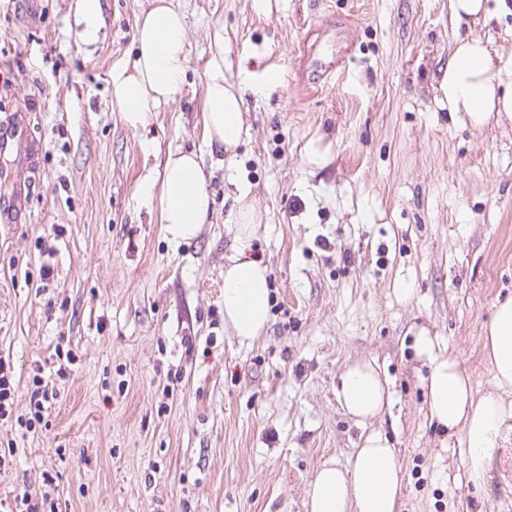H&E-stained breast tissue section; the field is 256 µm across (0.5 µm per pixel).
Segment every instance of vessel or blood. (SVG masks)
<instances>
[{"mask_svg":"<svg viewBox=\"0 0 512 512\" xmlns=\"http://www.w3.org/2000/svg\"><path fill=\"white\" fill-rule=\"evenodd\" d=\"M29 115L19 110L0 123V224L26 221L27 199L32 192L27 170L33 169L41 144L29 134Z\"/></svg>","mask_w":512,"mask_h":512,"instance_id":"obj_1","label":"vessel or blood"}]
</instances>
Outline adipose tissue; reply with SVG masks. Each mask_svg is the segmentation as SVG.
I'll return each mask as SVG.
<instances>
[{
  "label": "adipose tissue",
  "mask_w": 512,
  "mask_h": 512,
  "mask_svg": "<svg viewBox=\"0 0 512 512\" xmlns=\"http://www.w3.org/2000/svg\"><path fill=\"white\" fill-rule=\"evenodd\" d=\"M136 55L130 69L112 77V95L131 125L166 104L179 90L186 60V23L174 0H151L138 18ZM437 99L449 111L465 113L471 125L493 117L512 119V58L491 51L478 37L456 39L436 87ZM246 100L241 87L228 82L224 66L209 65L203 125L209 145L230 150L248 134ZM195 153H169L158 175L140 186L145 199H158L160 222L172 240L195 237L206 223L211 198ZM268 271L248 258L231 259L224 268V321L240 341L260 336L269 322ZM495 389L475 395L471 377L458 357L436 338L422 334L416 350L425 359L429 416L443 429L461 436L470 462V478L481 483L488 460L504 428H512V297L495 307L487 336ZM340 407L356 422L381 415L391 402L387 380L377 365H348L337 391ZM401 467L381 433L367 434L352 467L323 464L307 489L306 512H399Z\"/></svg>",
  "instance_id": "ef3b65f1"
}]
</instances>
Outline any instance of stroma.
<instances>
[{"mask_svg": "<svg viewBox=\"0 0 512 512\" xmlns=\"http://www.w3.org/2000/svg\"><path fill=\"white\" fill-rule=\"evenodd\" d=\"M186 74L132 127L112 73L132 62L150 0H102L85 43L74 0H0V119L28 112L44 151L28 221L0 224V357L14 366L0 420V499L27 490L54 512H305L327 460L346 467L368 431L402 474L400 512H512V430L482 486L461 438L431 421L428 332L493 388L483 338L512 296V120L481 128L440 108L455 37L512 57V16L456 23L448 0H175ZM328 79L318 72L333 57ZM242 86L248 135L205 139L212 60ZM329 149L310 164L311 146ZM199 154L212 215L175 243L139 196L168 152ZM262 222L231 224L235 183ZM268 269L270 320L240 342L224 323V266ZM53 275L42 280L40 268ZM73 372L35 429L20 427L35 367L56 346ZM355 361L376 364L392 404L361 426L337 400Z\"/></svg>", "mask_w": 512, "mask_h": 512, "instance_id": "stroma-1", "label": "stroma"}]
</instances>
